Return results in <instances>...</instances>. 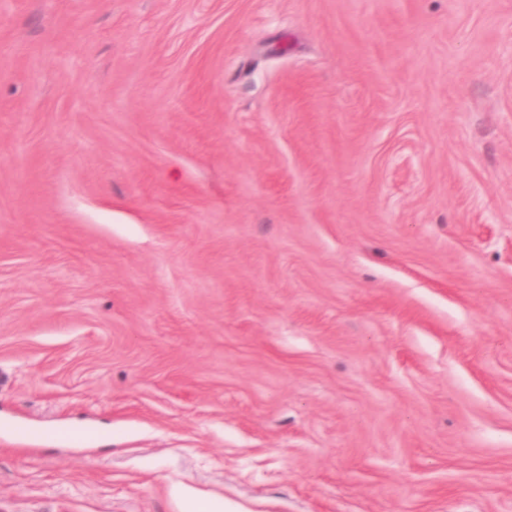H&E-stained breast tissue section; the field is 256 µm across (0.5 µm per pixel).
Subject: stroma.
I'll use <instances>...</instances> for the list:
<instances>
[{
  "label": "stroma",
  "mask_w": 512,
  "mask_h": 512,
  "mask_svg": "<svg viewBox=\"0 0 512 512\" xmlns=\"http://www.w3.org/2000/svg\"><path fill=\"white\" fill-rule=\"evenodd\" d=\"M512 512V0H0V512Z\"/></svg>",
  "instance_id": "1"
}]
</instances>
